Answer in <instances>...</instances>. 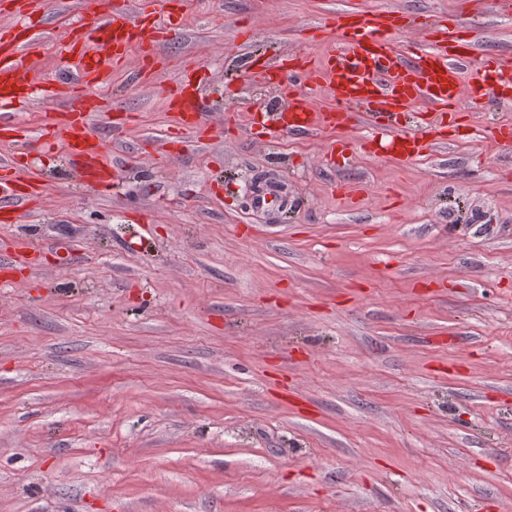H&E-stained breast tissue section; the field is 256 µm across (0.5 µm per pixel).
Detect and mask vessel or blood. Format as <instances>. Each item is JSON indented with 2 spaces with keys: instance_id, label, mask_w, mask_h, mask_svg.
Segmentation results:
<instances>
[{
  "instance_id": "b4317fda",
  "label": "vessel or blood",
  "mask_w": 512,
  "mask_h": 512,
  "mask_svg": "<svg viewBox=\"0 0 512 512\" xmlns=\"http://www.w3.org/2000/svg\"><path fill=\"white\" fill-rule=\"evenodd\" d=\"M148 2L136 0L130 11L68 18L70 51L77 56L78 69L66 82L77 94L56 120L36 133L20 129L12 116L37 99L26 72L40 47L34 16L46 13L49 3L21 0L12 12L0 38V136L12 139L16 150L0 162V222L14 223L20 208L42 194V172L25 162L31 145L60 148L85 188L116 179L108 149L90 129L92 116L108 113L97 88L134 51L139 54L135 80L153 82L160 70V46L181 32L175 0H158L154 9ZM407 29L403 16L395 13L350 8L334 13L328 25L309 29L310 40L329 36L335 43L320 62L280 55L247 60L251 77L274 84L289 100L287 111L261 114L263 134L278 139L319 124L338 126L362 112L371 124L372 142L404 163L426 155L441 130L454 127L465 105H481L491 93L512 92L511 55L479 50L475 41H462L457 28L441 24L433 25L425 45L411 46L399 39ZM325 88L333 105L315 111L314 100ZM168 101L181 124L202 129L205 114L190 80L170 90ZM412 112L420 116L416 125L399 126V118ZM281 200L278 183L260 182L251 192L250 208L270 211Z\"/></svg>"
}]
</instances>
